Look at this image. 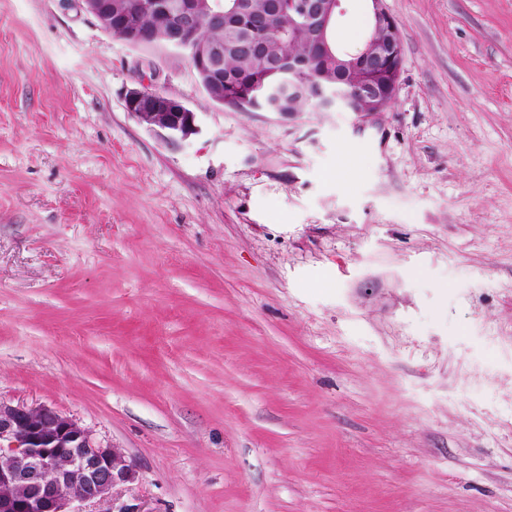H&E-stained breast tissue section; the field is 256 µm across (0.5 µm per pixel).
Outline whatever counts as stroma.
Here are the masks:
<instances>
[{
  "label": "stroma",
  "mask_w": 512,
  "mask_h": 512,
  "mask_svg": "<svg viewBox=\"0 0 512 512\" xmlns=\"http://www.w3.org/2000/svg\"><path fill=\"white\" fill-rule=\"evenodd\" d=\"M393 104H213L80 0H0V401L154 512H512V0H385ZM365 0L337 37L360 48ZM197 116L183 143L133 87ZM125 104L127 112L141 125L165 134L172 142H186L197 133L195 112L164 91L132 88Z\"/></svg>",
  "instance_id": "stroma-1"
}]
</instances>
